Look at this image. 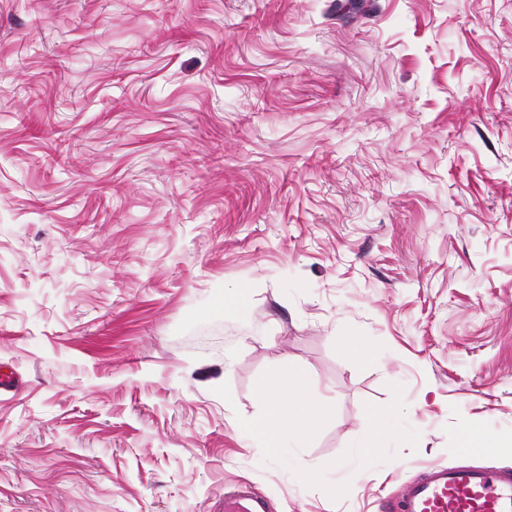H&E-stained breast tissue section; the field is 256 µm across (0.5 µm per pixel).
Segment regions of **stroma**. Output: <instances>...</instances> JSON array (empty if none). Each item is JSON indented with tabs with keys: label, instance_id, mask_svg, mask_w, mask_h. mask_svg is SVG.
Returning <instances> with one entry per match:
<instances>
[{
	"label": "stroma",
	"instance_id": "35a3bbf8",
	"mask_svg": "<svg viewBox=\"0 0 512 512\" xmlns=\"http://www.w3.org/2000/svg\"><path fill=\"white\" fill-rule=\"evenodd\" d=\"M285 366L340 500L238 423ZM7 376L0 512H393L512 468L461 437L512 438V0H0ZM394 383L417 448L338 464ZM224 512H270V504L247 484H237L224 493Z\"/></svg>",
	"mask_w": 512,
	"mask_h": 512
}]
</instances>
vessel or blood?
Masks as SVG:
<instances>
[{
	"instance_id": "vessel-or-blood-1",
	"label": "vessel or blood",
	"mask_w": 512,
	"mask_h": 512,
	"mask_svg": "<svg viewBox=\"0 0 512 512\" xmlns=\"http://www.w3.org/2000/svg\"><path fill=\"white\" fill-rule=\"evenodd\" d=\"M224 512H270L246 484L224 494ZM395 512H512V469L490 465H434L411 480Z\"/></svg>"
}]
</instances>
